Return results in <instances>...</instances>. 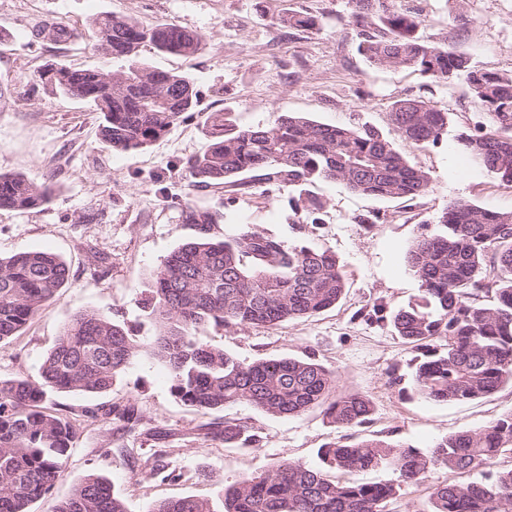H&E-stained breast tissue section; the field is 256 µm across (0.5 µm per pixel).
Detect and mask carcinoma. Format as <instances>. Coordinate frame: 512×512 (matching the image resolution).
<instances>
[{"mask_svg": "<svg viewBox=\"0 0 512 512\" xmlns=\"http://www.w3.org/2000/svg\"><path fill=\"white\" fill-rule=\"evenodd\" d=\"M362 25L361 50L377 68L413 69L434 80L462 79L487 111L492 126L459 137L462 150L491 174L512 182V74L483 71L455 49L420 39L417 17L390 0H353ZM284 27L315 25L301 14L277 16ZM96 46L127 66L102 72L50 63L33 74V86L84 101L102 115L103 142L113 150H141L166 135L196 110L198 90L182 74L141 62L142 47L193 56L203 35L174 24L144 25L102 14L93 20ZM393 130L419 147L437 145L448 113L421 99L396 101L389 112ZM205 148L186 161L193 186L234 194L260 184L296 186L334 181L376 198L413 200L432 189L427 172L393 141L367 126L322 124L281 112L269 124L238 128L222 112H210ZM50 180L22 173L0 174V209L28 210L47 202ZM185 223L195 235L156 268L144 309L157 335L145 344L109 314H75L43 359L38 379H0V512H33L65 469L79 428L50 410L48 392L104 393L145 353L163 362L173 396L202 414L246 404L273 417L323 408L338 428L371 421L373 402L359 394L331 400L334 372L315 358L238 360L196 333L222 327L273 328L315 316L340 301L347 281L334 253L290 245L250 225L231 238L211 233L223 214L187 203ZM445 231L419 235L407 261L421 282L420 302L391 317L396 335L419 351L413 373L416 393L433 403H467L512 386V212L454 201L438 217ZM68 266L50 250L0 257V343L17 335L59 297ZM117 429L142 424L134 404L100 407ZM207 434L224 445L250 442L239 422L211 424ZM327 473L295 460L259 476H246L224 489L222 512H385L401 484L422 482L436 467L456 474L481 471L477 480L439 485L427 512H512V412L480 430L450 433L422 451L378 437L329 443L321 450ZM392 469L385 483L355 480L352 473ZM52 512H127L111 484L88 475ZM147 512H214L188 496L152 504Z\"/></svg>", "mask_w": 512, "mask_h": 512, "instance_id": "1", "label": "carcinoma"}]
</instances>
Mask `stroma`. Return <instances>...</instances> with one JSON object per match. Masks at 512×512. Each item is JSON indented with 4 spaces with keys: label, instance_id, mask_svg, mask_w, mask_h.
<instances>
[{
    "label": "stroma",
    "instance_id": "35a3bbf8",
    "mask_svg": "<svg viewBox=\"0 0 512 512\" xmlns=\"http://www.w3.org/2000/svg\"><path fill=\"white\" fill-rule=\"evenodd\" d=\"M396 2L419 17L422 39L455 47L480 69L512 73V0ZM282 12L312 15L316 24L282 27L275 20ZM103 13L174 24L206 38L190 57L141 49L142 62L189 76L200 100L198 111L135 152L114 151L99 139L100 115L87 103L29 92L35 70L54 61L105 72L119 67L95 46L92 21ZM47 20L75 29L76 39L32 40L31 29ZM0 30L9 36L0 45V81L10 86L0 106V172L55 181L45 205L0 209V256L48 249L69 267L59 299L0 344V377H37L61 328L78 312L108 313L143 342L155 336L142 301L155 268L194 235L181 214L188 202L223 213L213 227L217 236H233L248 224L291 245L330 250L348 281L340 303L317 316L274 328L210 326L200 338L244 362L314 357L335 372L336 394L367 396L375 408L369 424L349 431L327 423L318 408L272 417L238 404L203 415L172 396L165 367L145 355L107 393L50 395L48 406L73 418L79 436L62 477L34 512H51L90 474L107 478L129 512L184 496L216 506L224 487L241 476L263 474L286 459L319 467L321 448L350 435L425 449L512 411L511 387L465 404L431 403L412 393L417 352L390 323L394 311L421 296L408 248L421 233L440 232L437 218L449 202L512 211V183L458 151L459 135L487 122L464 80L443 84L411 69L372 67L359 51L361 27L351 0H0ZM405 98L447 111L448 133L437 146L419 149L395 136L388 114ZM218 111L241 127L270 123L281 112L334 126H372L429 173L432 189L405 201L361 195L330 181L265 185L238 195L193 188L184 163L206 145L205 113ZM312 198L319 210L309 209ZM377 305L384 308L382 319H366ZM127 399L144 417L136 432H117L90 415L99 404ZM212 421L247 423L256 440L224 446L203 431ZM158 431L163 439H155ZM154 465L165 467L166 476H149ZM452 479L447 469L435 468L421 483L402 484L389 512H426L432 489Z\"/></svg>",
    "mask_w": 512,
    "mask_h": 512
}]
</instances>
